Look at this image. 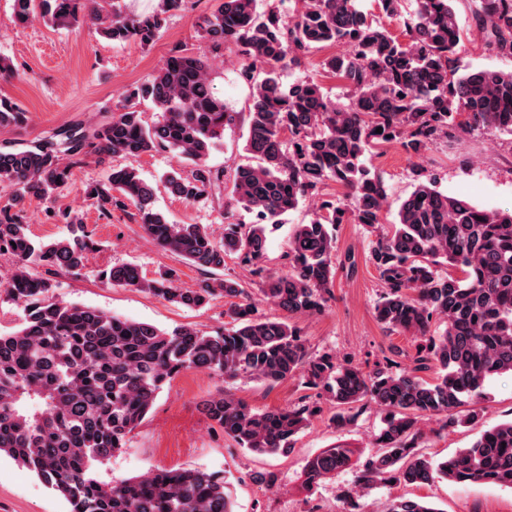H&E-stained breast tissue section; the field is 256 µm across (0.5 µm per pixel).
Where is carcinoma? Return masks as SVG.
Instances as JSON below:
<instances>
[{"label":"carcinoma","mask_w":512,"mask_h":512,"mask_svg":"<svg viewBox=\"0 0 512 512\" xmlns=\"http://www.w3.org/2000/svg\"><path fill=\"white\" fill-rule=\"evenodd\" d=\"M301 2L286 19L278 0H268L263 11L258 0H218L202 20L201 36L213 52L233 49L244 60L240 78L250 90L245 116L214 91L207 61L175 46L94 130L72 124L27 148L0 147V190L8 191L0 206V255L12 259L0 286L24 310L18 330L0 333V455L32 471L70 512H231L224 479L205 470H160L112 484L95 477L97 466L125 446L164 383L186 369L226 382L248 376L270 387L298 376L334 408L330 423L338 429L350 424L354 410L376 405L385 412V427L379 450L359 471L360 489L421 486L436 478L512 487V420L441 461L418 446L423 417L441 416L446 427L471 423L477 412L454 410L483 399L492 377L512 373V209L478 208L429 180L418 181L400 204L393 233L377 240L370 261L382 288L377 321L417 342L404 368L389 359L367 373L328 353L311 355L295 326L256 314L245 282L217 277L233 259L283 310L318 314L336 278L330 228L381 223L388 193L383 177L367 165L373 150L397 144L422 158L462 133L512 135V71H460L464 30L455 0H416L409 14L405 0H375L383 16L402 22V39L370 18L358 0ZM472 2V25L484 50L512 58V0ZM182 5L156 0L150 13L131 15L120 0H13L9 22L90 24L107 40L149 48ZM326 46L338 48L321 67L344 84L343 103L314 80L282 82L283 71ZM143 101L157 114L151 125L139 110ZM241 118L248 162L228 174L208 158L224 129ZM26 121V112L0 97V128ZM91 149L112 158L175 152L190 173L172 170L161 184L187 203L231 183L232 201L253 220L226 224L219 237L202 224L170 221L155 208L157 187L133 167L115 165L106 182L84 190L103 215L134 206L154 244L212 274L194 289L177 287L171 271L147 280L133 264L115 265L101 277L188 309L224 297L230 322L223 331L210 335L182 326L168 332L49 296L50 279L35 268L79 276L92 241L78 215L66 209L60 216L67 233L37 242L17 207L68 188L72 169ZM330 181L345 190L344 198L325 196ZM307 197L320 200L318 211L309 223L294 225L288 269L273 272L263 264L268 226L283 223ZM444 264L460 274L441 272ZM438 321L440 330L434 328ZM202 412L240 447L278 454L291 449L320 407L303 398L259 411L224 389L203 401ZM350 466L351 451L336 444L307 462L303 483L312 489ZM384 512L441 509L397 497Z\"/></svg>","instance_id":"carcinoma-1"}]
</instances>
